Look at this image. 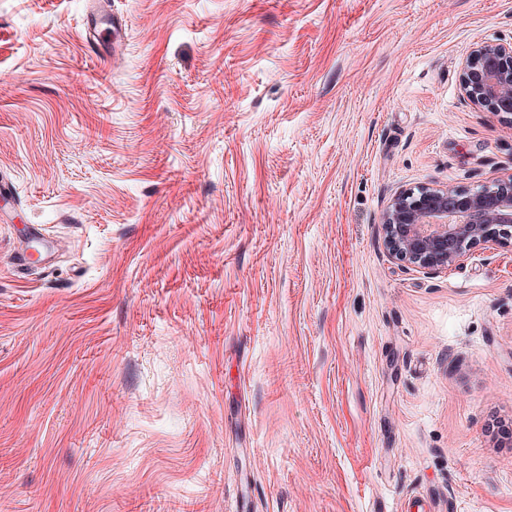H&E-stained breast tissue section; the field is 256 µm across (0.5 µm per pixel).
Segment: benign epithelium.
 <instances>
[{
  "label": "benign epithelium",
  "instance_id": "7a95c632",
  "mask_svg": "<svg viewBox=\"0 0 512 512\" xmlns=\"http://www.w3.org/2000/svg\"><path fill=\"white\" fill-rule=\"evenodd\" d=\"M462 85L477 104L512 116V43H485L463 63ZM385 246L397 259L437 273L471 245L512 246V173L477 191L417 186L394 194L383 213Z\"/></svg>",
  "mask_w": 512,
  "mask_h": 512
}]
</instances>
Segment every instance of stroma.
Instances as JSON below:
<instances>
[{
    "label": "stroma",
    "instance_id": "stroma-1",
    "mask_svg": "<svg viewBox=\"0 0 512 512\" xmlns=\"http://www.w3.org/2000/svg\"><path fill=\"white\" fill-rule=\"evenodd\" d=\"M110 2L0 0V512H512V246L381 224L512 172V0ZM95 15L104 18L108 21V32H109V42H101L95 37V35L90 34V39H87V43L91 48L92 52L97 55L96 48L99 46H107L113 54L121 50L124 45V37H125V25L121 18L112 15L108 10L99 7L94 9ZM462 85L477 104L512 122V43H485L463 63Z\"/></svg>",
    "mask_w": 512,
    "mask_h": 512
}]
</instances>
